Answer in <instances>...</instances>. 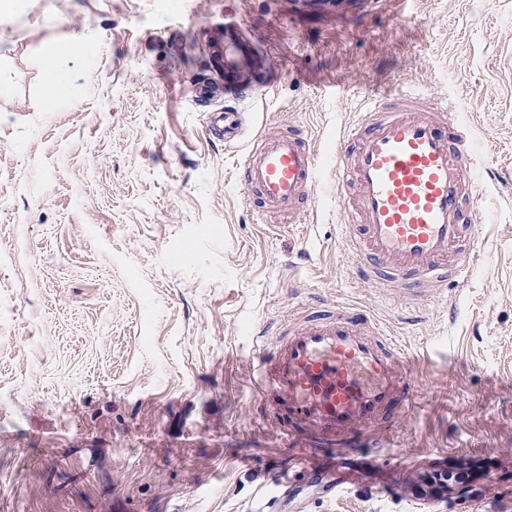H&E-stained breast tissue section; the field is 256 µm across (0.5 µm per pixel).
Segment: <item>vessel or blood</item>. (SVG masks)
I'll return each mask as SVG.
<instances>
[{
	"label": "vessel or blood",
	"instance_id": "b4317fda",
	"mask_svg": "<svg viewBox=\"0 0 512 512\" xmlns=\"http://www.w3.org/2000/svg\"><path fill=\"white\" fill-rule=\"evenodd\" d=\"M226 81L195 90L200 99L245 95L234 77L255 67L256 49L240 33L217 34L211 45ZM210 130L225 143L240 139L232 109L214 113ZM470 133L448 106L426 93L400 88L368 94L356 123L336 140L330 157L337 188L336 223L353 257L350 273L365 283L409 290L431 285L445 299L449 282L467 279L480 258L473 225L480 222ZM259 195L260 212L306 215L321 179L318 156L296 127L253 147L238 175ZM278 342L265 352L269 334ZM254 340L257 395L288 440L298 435L351 445L395 406L411 409L417 389L407 377L405 349L369 310L340 304L275 327L259 326Z\"/></svg>",
	"mask_w": 512,
	"mask_h": 512
}]
</instances>
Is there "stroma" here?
Returning <instances> with one entry per match:
<instances>
[{"mask_svg":"<svg viewBox=\"0 0 512 512\" xmlns=\"http://www.w3.org/2000/svg\"><path fill=\"white\" fill-rule=\"evenodd\" d=\"M242 25L271 87L233 147L194 87ZM80 35L56 89L41 66ZM456 102L487 172L485 260L404 321L348 274L336 186L258 217L237 172L304 127L321 163L365 94ZM401 336L418 402L297 462L250 384L253 332L310 300ZM473 464L447 491L428 476ZM512 512V0H19L0 17V512Z\"/></svg>","mask_w":512,"mask_h":512,"instance_id":"1","label":"stroma"}]
</instances>
